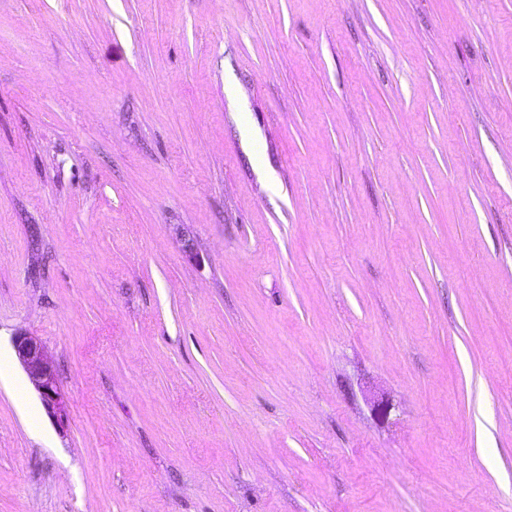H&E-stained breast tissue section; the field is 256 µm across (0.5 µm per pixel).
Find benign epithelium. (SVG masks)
<instances>
[{"mask_svg":"<svg viewBox=\"0 0 512 512\" xmlns=\"http://www.w3.org/2000/svg\"><path fill=\"white\" fill-rule=\"evenodd\" d=\"M14 347L20 363L28 373L48 413L59 425L67 423V402L59 388L52 362L41 341L34 336H18L14 341Z\"/></svg>","mask_w":512,"mask_h":512,"instance_id":"obj_1","label":"benign epithelium"}]
</instances>
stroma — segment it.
I'll use <instances>...</instances> for the list:
<instances>
[{
  "label": "stroma",
  "mask_w": 512,
  "mask_h": 512,
  "mask_svg": "<svg viewBox=\"0 0 512 512\" xmlns=\"http://www.w3.org/2000/svg\"><path fill=\"white\" fill-rule=\"evenodd\" d=\"M0 356V512H512V0H0ZM14 347L20 363L28 373L48 413L63 426L68 419L67 402L59 388L52 362L41 341L34 336H17Z\"/></svg>",
  "instance_id": "stroma-1"
}]
</instances>
